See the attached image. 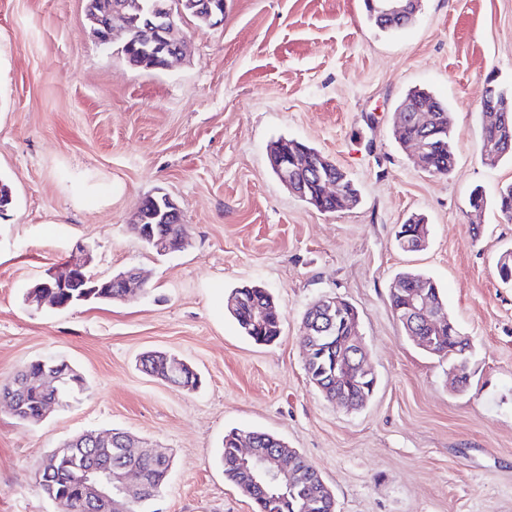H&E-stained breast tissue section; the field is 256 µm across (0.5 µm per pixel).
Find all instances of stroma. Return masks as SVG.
<instances>
[{
  "mask_svg": "<svg viewBox=\"0 0 512 512\" xmlns=\"http://www.w3.org/2000/svg\"><path fill=\"white\" fill-rule=\"evenodd\" d=\"M186 58L166 71L129 64L89 33L85 0H0V179L15 206L0 218V384L54 353L85 380L38 424L0 405V512H59L38 479L43 459L88 430L127 432L171 458L155 512H256L224 476V436L272 434L321 474L336 512H512V286L496 274L512 223L493 201L512 161L488 166L480 102L488 73L512 86V0H421L416 19L378 29L363 0H225L224 23L185 18ZM422 89L448 107L451 174L416 166L396 109ZM288 138L316 148L360 193L324 213L273 172ZM481 189L488 205L473 213ZM163 192L189 239L163 255L128 224ZM424 217L425 249L396 234ZM93 249L100 277L146 278L125 300L36 311L27 289ZM438 284L472 349L458 388L451 359L421 350L390 306L396 275ZM268 288L278 340L258 345L227 298ZM358 311L372 397L347 411L305 371L304 314L319 298ZM147 351L179 356L188 392L145 373Z\"/></svg>",
  "mask_w": 512,
  "mask_h": 512,
  "instance_id": "1",
  "label": "stroma"
}]
</instances>
